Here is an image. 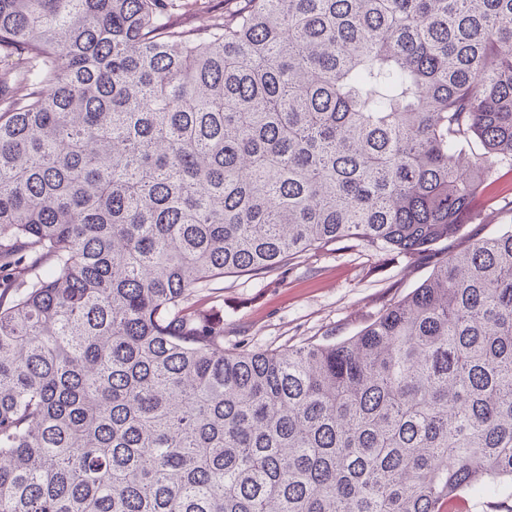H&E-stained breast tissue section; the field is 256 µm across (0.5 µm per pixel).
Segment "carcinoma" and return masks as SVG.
Returning <instances> with one entry per match:
<instances>
[{
    "label": "carcinoma",
    "mask_w": 512,
    "mask_h": 512,
    "mask_svg": "<svg viewBox=\"0 0 512 512\" xmlns=\"http://www.w3.org/2000/svg\"><path fill=\"white\" fill-rule=\"evenodd\" d=\"M172 5L0 0V512H512V228L339 341L191 304L457 236L512 170V0ZM173 11L175 26L184 29H201L213 20L214 14L224 12V0H175Z\"/></svg>",
    "instance_id": "1"
}]
</instances>
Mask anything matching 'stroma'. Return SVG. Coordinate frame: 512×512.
I'll list each match as a JSON object with an SVG mask.
<instances>
[{"instance_id": "1", "label": "stroma", "mask_w": 512, "mask_h": 512, "mask_svg": "<svg viewBox=\"0 0 512 512\" xmlns=\"http://www.w3.org/2000/svg\"><path fill=\"white\" fill-rule=\"evenodd\" d=\"M510 227L512 171L504 168L486 181L469 224L441 249L459 252ZM430 272L425 260L350 240L305 252L265 275L217 280L192 304L206 315H223L225 349L272 350L355 335Z\"/></svg>"}]
</instances>
